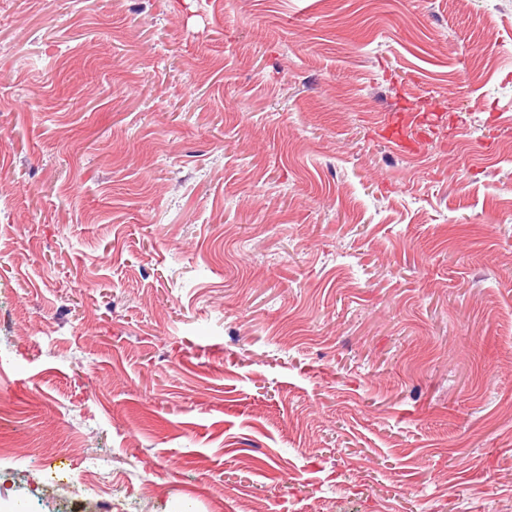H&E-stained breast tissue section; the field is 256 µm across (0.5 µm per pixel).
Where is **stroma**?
<instances>
[{
    "label": "stroma",
    "mask_w": 512,
    "mask_h": 512,
    "mask_svg": "<svg viewBox=\"0 0 512 512\" xmlns=\"http://www.w3.org/2000/svg\"><path fill=\"white\" fill-rule=\"evenodd\" d=\"M1 476L512 512V0H0Z\"/></svg>",
    "instance_id": "stroma-1"
}]
</instances>
